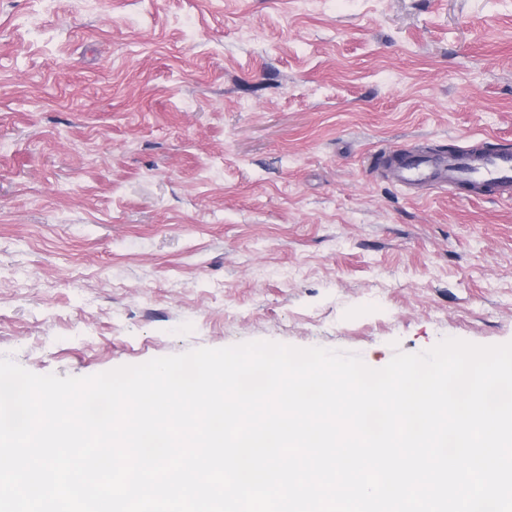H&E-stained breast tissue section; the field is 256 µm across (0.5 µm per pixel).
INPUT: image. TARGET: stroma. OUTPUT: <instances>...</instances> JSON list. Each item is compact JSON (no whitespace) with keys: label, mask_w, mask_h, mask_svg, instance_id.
Masks as SVG:
<instances>
[{"label":"stroma","mask_w":512,"mask_h":512,"mask_svg":"<svg viewBox=\"0 0 512 512\" xmlns=\"http://www.w3.org/2000/svg\"><path fill=\"white\" fill-rule=\"evenodd\" d=\"M512 0H0V357L88 377L269 341L512 342ZM388 167L396 182L405 186L458 187L484 186L481 192L510 194L512 191V152L478 153L463 147L445 156L410 154L390 157Z\"/></svg>","instance_id":"stroma-1"}]
</instances>
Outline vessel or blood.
<instances>
[{
	"label": "vessel or blood",
	"mask_w": 512,
	"mask_h": 512,
	"mask_svg": "<svg viewBox=\"0 0 512 512\" xmlns=\"http://www.w3.org/2000/svg\"><path fill=\"white\" fill-rule=\"evenodd\" d=\"M388 167L396 182L405 186L458 187L474 184L487 191H512V152L478 153L465 147L445 155L410 154L391 157Z\"/></svg>",
	"instance_id": "b4317fda"
}]
</instances>
